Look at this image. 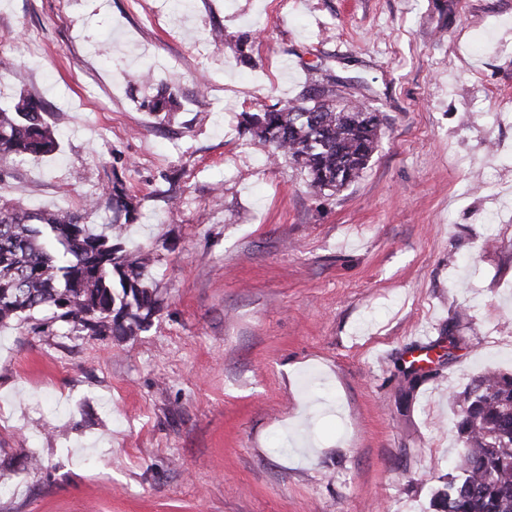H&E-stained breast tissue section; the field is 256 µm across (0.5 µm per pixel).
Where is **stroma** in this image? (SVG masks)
Masks as SVG:
<instances>
[{
	"label": "stroma",
	"mask_w": 512,
	"mask_h": 512,
	"mask_svg": "<svg viewBox=\"0 0 512 512\" xmlns=\"http://www.w3.org/2000/svg\"><path fill=\"white\" fill-rule=\"evenodd\" d=\"M324 77L382 117L338 192L241 130ZM23 92L59 148L0 163V201L108 224L121 180L160 308L0 328V512H433L449 394L512 371V0H0V105ZM180 105L181 104L176 93L166 87H161L148 104V108L150 112H164V115H167L169 112H177ZM104 202L112 211L115 222L124 215L126 218L133 209L132 198L128 195L121 180L112 181V185L106 188L104 193ZM398 372L401 375L402 391L406 397H410L432 375L431 368L416 365L413 362L408 366H400Z\"/></svg>",
	"instance_id": "1"
}]
</instances>
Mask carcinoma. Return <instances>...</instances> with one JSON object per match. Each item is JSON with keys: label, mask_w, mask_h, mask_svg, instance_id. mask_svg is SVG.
Here are the masks:
<instances>
[{"label": "carcinoma", "mask_w": 512, "mask_h": 512, "mask_svg": "<svg viewBox=\"0 0 512 512\" xmlns=\"http://www.w3.org/2000/svg\"><path fill=\"white\" fill-rule=\"evenodd\" d=\"M164 114L180 108L176 93L159 88L148 104ZM47 108L37 97L19 95L0 106V161L53 154L58 148ZM242 128L306 172L319 190L340 191L358 181L378 149L381 117L366 104L317 85L278 107L246 112ZM104 202L117 223L110 232L85 223L91 207L33 212L0 204V326L57 322L87 336H135L159 311L156 290L144 279L154 256L127 251L119 239L132 198L117 179ZM48 310L50 320L35 314ZM405 396L432 375L414 363L398 368ZM456 409L458 449L443 488L432 495L435 512H512V374L489 369L450 396Z\"/></svg>", "instance_id": "obj_1"}]
</instances>
